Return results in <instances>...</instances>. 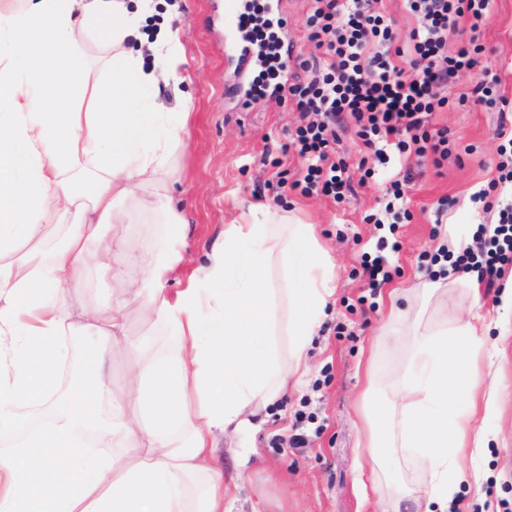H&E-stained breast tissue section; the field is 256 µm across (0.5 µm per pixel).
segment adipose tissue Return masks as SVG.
Segmentation results:
<instances>
[{"mask_svg": "<svg viewBox=\"0 0 512 512\" xmlns=\"http://www.w3.org/2000/svg\"><path fill=\"white\" fill-rule=\"evenodd\" d=\"M151 13L150 0L132 9L125 0H0V425L27 406L52 408L45 429L0 452V512H224L220 443L256 432L259 408L299 377L331 297L332 268L314 225L277 212L257 224L225 225L207 264L175 296L163 285L182 256L167 246L125 292L139 252L125 202L150 187L141 206L165 216V243L184 224L169 195L170 160L191 112L132 109L156 81L144 53L172 76L181 63L178 31L142 34ZM92 30L112 39V61L99 70L76 51ZM19 55L29 58L22 74ZM64 218L63 244L45 251ZM272 262L288 297L286 363L263 311L262 272ZM92 264L117 283L112 301L79 300ZM133 308L179 347L175 356L131 363L116 391L113 349ZM486 330L478 317L433 332L410 327L419 370L392 385L388 405L366 418L369 460L397 444L417 449L425 477L415 493L440 512L462 476L449 455L485 448L484 429L470 423L497 413L498 372L480 367ZM68 336L94 345L61 408L56 387ZM94 396L108 399L109 425L91 413ZM60 447L67 456L57 455ZM123 448L136 457L120 456Z\"/></svg>", "mask_w": 512, "mask_h": 512, "instance_id": "adipose-tissue-1", "label": "adipose tissue"}]
</instances>
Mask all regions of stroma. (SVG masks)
Here are the masks:
<instances>
[{
    "label": "stroma",
    "instance_id": "obj_1",
    "mask_svg": "<svg viewBox=\"0 0 512 512\" xmlns=\"http://www.w3.org/2000/svg\"><path fill=\"white\" fill-rule=\"evenodd\" d=\"M155 7L153 24L169 23L182 32L183 79L158 80L142 100L160 103L167 112L187 104L193 110L185 144L172 158L178 176L170 195L185 220L184 235L173 247L184 260L169 275L167 292L184 288L223 240L225 225L243 223L253 209H289L315 224L334 266L332 301L302 357V383L268 407L261 431L237 437L233 451L223 456L224 512H425L386 487L393 477L409 484L422 479V463L411 450L400 448L381 459L380 490L365 491L357 483L366 461L359 405L388 398L387 382L406 367L407 337L379 333L391 307L435 328L472 311L485 318L493 338L502 324L512 323V308L500 294L485 295L475 275L460 280L447 273L444 260L453 248L448 225L471 236L474 226L496 223L506 204L496 190L488 208H474L469 200L498 177L500 115L471 102L459 104L457 97L480 82L488 67L500 77L498 92L512 101V0H493L480 31L486 52L479 66L435 90L445 104L433 124L448 131V157L426 164L410 149L378 160L362 145L354 123L346 122L333 153L347 165L355 188L343 202L280 188V181L293 180L308 165L288 146L299 113L293 102L274 96L239 106L233 89L242 75L224 56L223 0H155ZM310 15L311 0H283L284 36L300 62L314 53ZM418 168L424 176L405 185L403 203H393L391 183ZM164 222L161 213L136 211L129 234L142 246L140 269L156 262ZM376 256L390 277L373 293L363 262ZM437 278L448 284L457 308L424 296L422 283ZM488 356L503 371L501 409L482 453L450 461L466 475L448 504L450 512H512V341L504 352Z\"/></svg>",
    "mask_w": 512,
    "mask_h": 512
}]
</instances>
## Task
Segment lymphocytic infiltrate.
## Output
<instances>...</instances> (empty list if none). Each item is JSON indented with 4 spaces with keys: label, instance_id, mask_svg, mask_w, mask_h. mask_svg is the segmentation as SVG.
<instances>
[{
    "label": "lymphocytic infiltrate",
    "instance_id": "f902f5d3",
    "mask_svg": "<svg viewBox=\"0 0 512 512\" xmlns=\"http://www.w3.org/2000/svg\"><path fill=\"white\" fill-rule=\"evenodd\" d=\"M418 19L407 47L395 46L394 35L381 13V0H312L310 41L318 51L301 66L282 55L270 20L245 16L256 37L264 69L258 92L273 91L292 99L300 124L292 144L309 165L289 190L344 199L353 186L343 162L331 158L336 128L351 117L356 135L377 159L389 150L414 149L420 155L444 157L446 131H431L439 107L433 89L473 69L485 48L476 36L487 20L491 0H406ZM471 35L455 52L447 37L460 21ZM512 263V205L499 211L497 224L480 226L473 243L450 259L452 273H476L486 287H495L503 267Z\"/></svg>",
    "mask_w": 512,
    "mask_h": 512
}]
</instances>
